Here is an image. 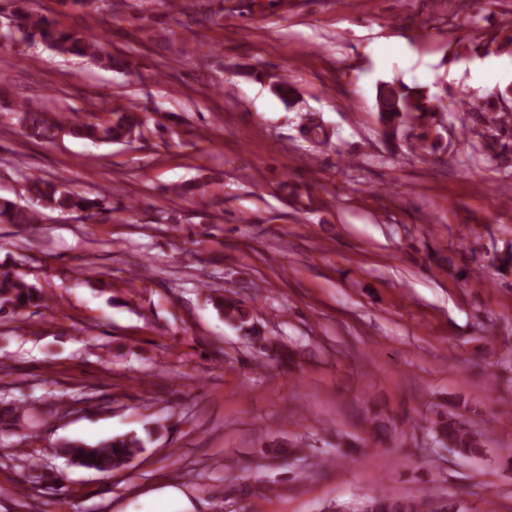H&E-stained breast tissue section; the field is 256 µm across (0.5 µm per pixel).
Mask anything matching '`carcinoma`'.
<instances>
[{
	"label": "carcinoma",
	"mask_w": 512,
	"mask_h": 512,
	"mask_svg": "<svg viewBox=\"0 0 512 512\" xmlns=\"http://www.w3.org/2000/svg\"><path fill=\"white\" fill-rule=\"evenodd\" d=\"M16 28L27 41L42 43L63 56L91 58L104 65L112 64V57L104 54L101 36L82 33L60 27L57 22L32 14L21 7L16 13ZM512 97V88L505 87L498 92L496 99L489 100L483 109L490 113L488 130L499 129L505 124L509 109L501 107ZM376 106L383 133L386 137L396 134L404 118L414 116L421 123L418 135L420 148L427 149L426 141L431 131L443 122L448 107L443 99L426 86H407L396 82H383L376 94ZM30 125L25 127L28 136L50 139L56 131H64L74 137L93 143H123L141 133L147 119L130 107L114 108L104 116L99 112L87 111L83 114L60 112L51 122L37 115L26 114ZM27 191L32 205L25 208L8 199L0 200V222L10 224H37L41 210L89 212L104 208V203L82 196L67 185L43 178L27 179ZM218 309L224 312V319L255 341L259 336L250 311L235 293L215 299ZM29 306L45 307L47 303L41 290L24 280L15 269L0 266V314L10 307L14 310ZM432 433L440 442H448V447L456 449L463 456H476L483 451L481 435L456 420L452 414L441 413L432 422ZM146 440L138 435H119L87 445L78 441H68L59 445V451L66 457L78 461L81 466L102 473L123 469L145 448ZM420 499H395L381 494L368 501L370 512H422Z\"/></svg>",
	"instance_id": "obj_1"
}]
</instances>
